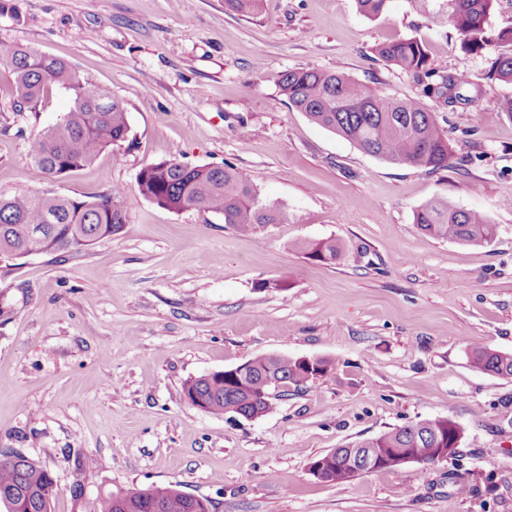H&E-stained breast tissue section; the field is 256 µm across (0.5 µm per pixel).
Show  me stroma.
I'll return each instance as SVG.
<instances>
[{"label":"stroma","instance_id":"35a3bbf8","mask_svg":"<svg viewBox=\"0 0 512 512\" xmlns=\"http://www.w3.org/2000/svg\"><path fill=\"white\" fill-rule=\"evenodd\" d=\"M5 3L0 42L65 59L119 98L130 124L85 169L48 176L31 141L70 101L16 107L0 65V194L119 186L132 203L117 235L0 268V451L52 473L51 512H94L101 492L153 483L208 499L211 512H512V378L467 359L473 347L512 353V112L500 107L512 84L492 80L494 53L461 50L445 0H390L375 18L356 0H260L248 16L224 0ZM406 38L437 70L469 78L466 101L434 108L455 168L382 160L279 94L280 72L317 67L421 96L373 54ZM169 157L231 163L280 205L281 223L246 234L140 197V169ZM434 199L485 213L495 239L425 235L414 214ZM329 237L344 246L332 265L294 248ZM268 354L336 368L252 420L185 400L186 381ZM434 417L461 428L460 460L340 484L309 470L332 449Z\"/></svg>","mask_w":512,"mask_h":512}]
</instances>
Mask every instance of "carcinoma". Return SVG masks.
<instances>
[{"mask_svg":"<svg viewBox=\"0 0 512 512\" xmlns=\"http://www.w3.org/2000/svg\"><path fill=\"white\" fill-rule=\"evenodd\" d=\"M229 10L245 16L255 13L258 0H225ZM389 0H356L366 17L381 15ZM497 0H448L449 18L457 30L460 47L467 53L494 51L493 78L512 83V27L492 33L488 20ZM378 58L412 74L427 98L453 104L462 99L469 84L464 73L444 74L431 67L424 44L407 38L375 48ZM0 63L14 74L18 106L35 109L54 90L67 93L72 106L57 123L39 131L31 143L36 165L47 175L64 176L91 164L104 150L128 138L130 125L123 103L82 78L66 61L35 49L0 43ZM288 104L315 124L385 161L436 172L453 167L454 151L435 112L417 98L384 97L374 88L337 72L318 68L286 71L278 80ZM137 183L140 195L169 210L194 208L218 215L241 232L253 233L262 224L283 218L279 207L263 201L253 184L232 165L191 166L175 158L144 166ZM131 203L123 189L112 188L86 199L36 193L0 195V263L24 258L36 251L66 253L89 248L118 234ZM414 221L427 235L466 244H487L497 232L482 212L456 209L441 200L421 206ZM295 247L308 258L325 264L341 254L335 239L300 242ZM472 367L486 373L512 377V354L476 347ZM336 369L323 358L308 368L286 357L258 356L249 360L240 381L222 374L188 380L184 396L210 415L241 413L258 418L272 409L267 397L268 379L285 385L323 377ZM460 428L449 418L424 419L393 428L374 438L337 450L325 475L343 483L374 471L359 455L380 448H408L412 461L432 463L440 440L457 443ZM59 493L52 474L19 450L0 453V503L9 512H50ZM154 502L163 512H193L190 495L172 484H152L127 492H108L99 498L97 512H149Z\"/></svg>","mask_w":512,"mask_h":512,"instance_id":"1","label":"carcinoma"}]
</instances>
